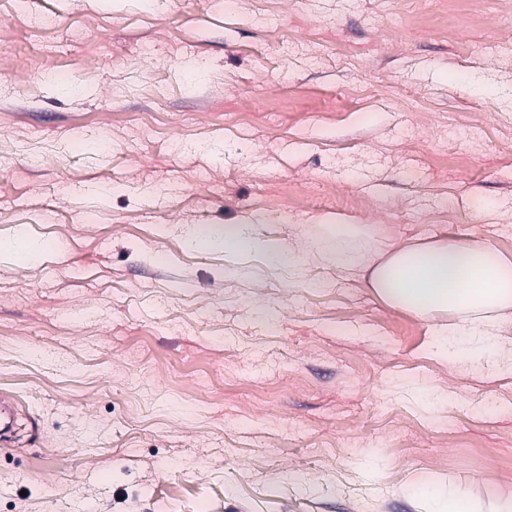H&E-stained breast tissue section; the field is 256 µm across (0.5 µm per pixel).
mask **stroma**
Masks as SVG:
<instances>
[{
  "label": "stroma",
  "instance_id": "stroma-1",
  "mask_svg": "<svg viewBox=\"0 0 512 512\" xmlns=\"http://www.w3.org/2000/svg\"><path fill=\"white\" fill-rule=\"evenodd\" d=\"M493 5L0 0V242L43 245L0 254V512H428L420 479L512 502L501 352L448 366L447 315L371 286L394 245L512 260ZM189 224L306 252L191 249Z\"/></svg>",
  "mask_w": 512,
  "mask_h": 512
}]
</instances>
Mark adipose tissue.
<instances>
[{"instance_id": "1", "label": "adipose tissue", "mask_w": 512, "mask_h": 512, "mask_svg": "<svg viewBox=\"0 0 512 512\" xmlns=\"http://www.w3.org/2000/svg\"><path fill=\"white\" fill-rule=\"evenodd\" d=\"M188 245L201 249L222 246L236 254L258 251L273 262L296 266L300 251L256 236L248 226L228 225L220 239L184 227ZM372 285L386 304L424 318L453 314L435 338L438 356L449 365L481 359L498 345L495 314L512 308V262L485 244L455 240L420 247L393 248L376 267Z\"/></svg>"}]
</instances>
